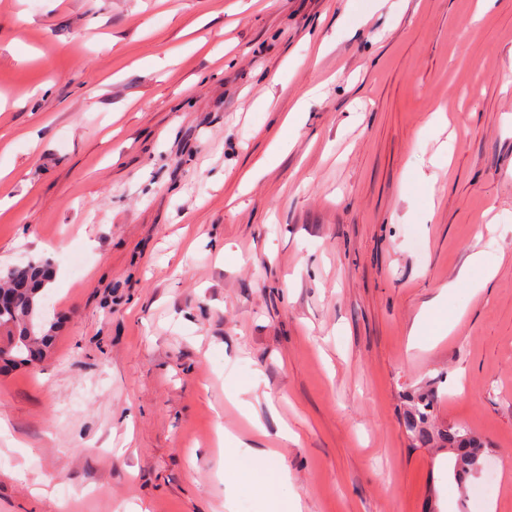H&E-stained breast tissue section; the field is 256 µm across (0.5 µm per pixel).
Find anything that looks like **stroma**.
<instances>
[{
  "label": "stroma",
  "mask_w": 512,
  "mask_h": 512,
  "mask_svg": "<svg viewBox=\"0 0 512 512\" xmlns=\"http://www.w3.org/2000/svg\"><path fill=\"white\" fill-rule=\"evenodd\" d=\"M476 8L0 0V273L49 262L56 323L0 360V512H266L281 471L302 512H459L425 390L512 512V0ZM437 396L420 393L412 397L411 407L402 417V426L414 448H450L453 458L448 463V473L459 484L468 477L477 478L485 465V445L479 436L470 429L453 425L439 431L434 425ZM227 442L233 444L231 448L238 464H259L267 460L268 452L253 448L248 442H244L235 437H228Z\"/></svg>",
  "instance_id": "35a3bbf8"
}]
</instances>
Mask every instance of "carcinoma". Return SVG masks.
I'll return each instance as SVG.
<instances>
[{"instance_id": "cac0c4a2", "label": "carcinoma", "mask_w": 512, "mask_h": 512, "mask_svg": "<svg viewBox=\"0 0 512 512\" xmlns=\"http://www.w3.org/2000/svg\"><path fill=\"white\" fill-rule=\"evenodd\" d=\"M53 271L46 261H30L0 275V337H8L12 349L8 357L26 364L41 357L52 344L55 324L40 321L44 290ZM437 396L420 393L412 397L411 407L402 417V426L411 445L429 448L440 445L450 449L453 458L448 473L460 484L477 478L485 465V445L470 429L453 425L439 431L434 425Z\"/></svg>"}]
</instances>
